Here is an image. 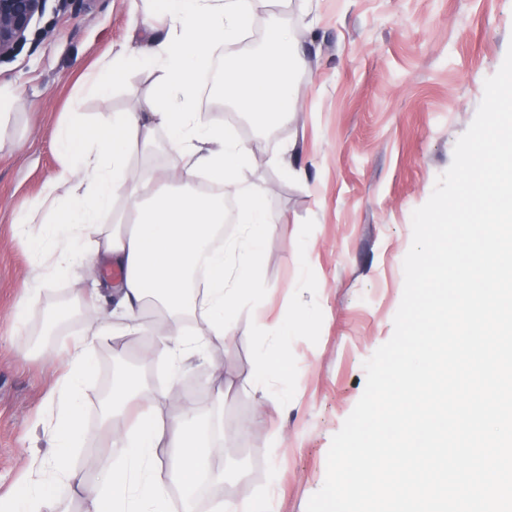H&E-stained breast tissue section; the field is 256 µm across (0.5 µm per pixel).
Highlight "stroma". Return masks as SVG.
I'll return each mask as SVG.
<instances>
[{
    "instance_id": "obj_1",
    "label": "stroma",
    "mask_w": 512,
    "mask_h": 512,
    "mask_svg": "<svg viewBox=\"0 0 512 512\" xmlns=\"http://www.w3.org/2000/svg\"><path fill=\"white\" fill-rule=\"evenodd\" d=\"M273 19L306 52L286 122L262 125L230 106L213 112L210 88L197 92L202 120H222L256 155L239 179L266 190L268 234L250 271L257 294L241 299L232 341L179 367L147 354L143 339L100 343L79 393L86 436L68 458L87 481L114 465L101 391L109 367L136 368L159 416L191 405L205 440L220 448L210 459L218 481L195 495L196 512L257 497L270 498V512H306L324 483L331 439L364 391L363 364L393 335L412 213L450 167L485 79L512 44V0H268L248 35L225 44V59L251 53ZM164 36L143 29L130 0H47L22 50L0 62V87L18 97L0 127V495L50 457L48 433L67 397L57 351L89 328L75 314L46 335L47 313L115 277L84 265L24 308V284L48 261L18 219L30 212L41 220L50 210L44 187L61 167L54 132L72 107L97 123L103 109L140 108L157 78L135 69L104 102L86 90V74L110 63L113 51ZM165 135L156 129L148 149L131 148L128 180L181 167ZM282 353L287 377L257 382L261 360ZM221 384L228 391L220 399Z\"/></svg>"
}]
</instances>
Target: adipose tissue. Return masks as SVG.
<instances>
[{
  "mask_svg": "<svg viewBox=\"0 0 512 512\" xmlns=\"http://www.w3.org/2000/svg\"><path fill=\"white\" fill-rule=\"evenodd\" d=\"M261 2L164 0L165 38L147 53L123 56L92 79L90 91L103 97L126 69L147 65L159 74L146 111L115 112L96 126L77 116L57 128L62 163L55 182L69 186L65 222L37 240L49 264L44 281L26 285L25 304L38 303L45 280L68 273L85 253L119 274L107 293L116 296L127 320L125 334L145 333L138 320L150 304L178 327L203 318L204 327L193 333L177 329L150 336L151 353L176 363L231 336L232 315L251 292L249 272L266 236L264 192L239 182L238 170L252 151L226 138L223 124L200 120L194 92L198 74L211 68L224 42L244 31ZM263 46L262 52L225 63L220 90L239 111L280 121L288 116L293 72L304 57L288 30L276 24L267 28ZM159 127L168 131L170 152L186 159L177 178L190 194H152L159 178L155 172L136 184L127 180L129 144L149 145ZM203 178L220 188L234 186L248 246L232 241L209 250L224 224V197L197 191ZM102 295L96 291L81 301L92 329L59 349L67 367L64 382L73 389L90 369L97 345L119 332L100 315ZM80 415L79 404L71 403L51 432L56 453L42 462L43 476L28 480L14 499H0V512H55L57 497L74 492L86 501L87 512H166L165 498L150 478L153 467H167L189 488L209 475L211 448L192 411L156 421L146 381L128 372L120 375L103 415L119 465L100 471L94 482L73 484L67 453L80 442Z\"/></svg>",
  "mask_w": 512,
  "mask_h": 512,
  "instance_id": "obj_1",
  "label": "adipose tissue"
}]
</instances>
